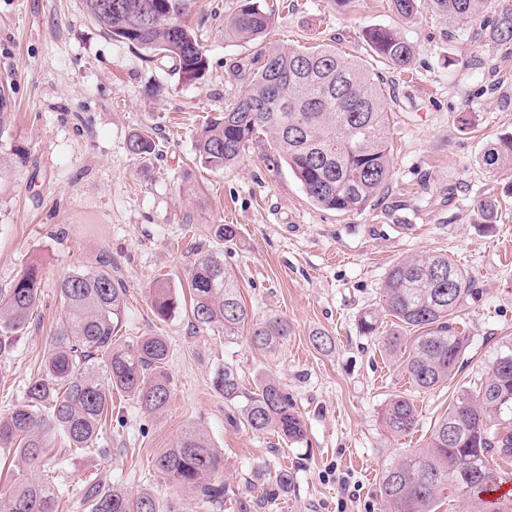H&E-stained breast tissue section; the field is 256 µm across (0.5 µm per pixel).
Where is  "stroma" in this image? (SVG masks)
I'll use <instances>...</instances> for the list:
<instances>
[{
    "mask_svg": "<svg viewBox=\"0 0 512 512\" xmlns=\"http://www.w3.org/2000/svg\"><path fill=\"white\" fill-rule=\"evenodd\" d=\"M239 0H193L187 23L208 58L200 78L183 81L169 64L112 39L79 0H0V91L9 121L0 133V288L31 265L40 302L28 329L0 355V416L22 401L63 314L61 277L108 267L126 296L121 334L165 337L164 370L173 390L165 411L144 413L113 394L96 451L70 452L58 437L27 476L58 477V512H89L83 494L101 481L129 498L151 493L161 512H209L188 490L157 477L153 461L185 427L202 429L224 455L229 497L250 484L293 472L294 484L261 512H381L382 469L425 447L457 391L478 376L493 344L512 337V170L491 175L476 158L487 142L512 133V51L454 31L423 12L404 22L389 0H285L264 36L243 42L224 32ZM400 30L416 53L409 71L379 62L366 29ZM334 45L381 74L390 90L389 147L394 173L374 206L337 213L314 206L266 141L249 145L219 171L196 159L206 119L234 103L251 62L271 47ZM149 136L151 153L128 140ZM506 203L502 222L485 228L482 201ZM237 234L224 241L220 225ZM215 253L257 320L285 317L291 333L275 352L225 341L199 326L188 306L158 320L148 297L157 276L185 284L195 252ZM442 254L476 279L459 327L469 338L460 371L439 389L419 392L396 359L362 335L358 319L379 306L397 261ZM318 331L333 352L316 351ZM237 369L245 392L265 375L288 390L306 424L302 443L233 424L237 408L215 392L218 366ZM412 396L419 424L387 435L380 412L391 395ZM108 456H101V449Z\"/></svg>",
    "mask_w": 512,
    "mask_h": 512,
    "instance_id": "obj_1",
    "label": "stroma"
}]
</instances>
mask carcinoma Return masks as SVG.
Returning a JSON list of instances; mask_svg holds the SVG:
<instances>
[{
  "label": "carcinoma",
  "mask_w": 512,
  "mask_h": 512,
  "mask_svg": "<svg viewBox=\"0 0 512 512\" xmlns=\"http://www.w3.org/2000/svg\"><path fill=\"white\" fill-rule=\"evenodd\" d=\"M80 0L92 20L110 37L146 50L155 61L169 62L185 80L198 78L207 57L197 35L184 21L190 0ZM397 15L409 21L426 8L448 17V23L489 35L499 45L512 44V0H391ZM169 16L166 23L144 29L146 10ZM273 8L265 0H240L235 14L224 21L232 37L251 42L268 29ZM367 45L390 67H410L414 45L400 31L373 28ZM386 87L383 79L361 63L345 60L326 46L270 49L260 53L247 89L231 106L201 128L195 149L201 165L219 170L233 165L253 141L267 138L279 162L301 184L316 206L338 213L359 211L379 199L392 179ZM153 149L150 138L135 134L129 151L142 155ZM477 163L488 173L512 168V134L488 143ZM483 224L499 215L496 201L479 205ZM186 284L192 316L200 325L234 340L248 328L247 342L255 349L276 350L290 334L279 315L253 320L239 297L224 263L200 255L188 267ZM472 276L443 255L429 252L394 263L381 287V311L359 320L365 336L378 339L383 351L402 361L411 384L422 391L438 388L454 377L463 363L467 337L457 328L465 298L473 294ZM64 316L48 342L43 370L26 387L23 401L0 416V452L13 455L17 466L33 468L57 431L69 448L91 450L100 440L112 391L125 393L140 409L159 414L171 396V381L163 367L169 346L163 336H119L125 316V289L101 269L74 271L58 283ZM155 315L166 320L180 306L175 288L164 279L149 288ZM40 301L39 277L31 267L7 288H0V353L30 324ZM394 319V330L383 317ZM412 335H403L404 331ZM512 338L499 339L482 373L456 394L436 421L427 446L405 454L382 469L381 498L386 512H435L444 491L467 495L470 512H512V499H485L498 485L495 459L512 461ZM214 390L227 402L244 400L239 420L257 433L274 432L291 444L306 437L303 418L292 398L274 378L259 381L246 394L230 364L218 369ZM382 426L393 437L415 430L418 409L413 398L393 395L383 406ZM154 470L163 480L186 486L215 512L224 507L221 479L224 456L212 448L199 428L190 426L174 444L158 454ZM293 474L279 472L273 483L251 487L236 503L237 512H257L288 490ZM60 487L54 477L38 481L18 473L9 495L0 497V512H57ZM85 498L91 512H159L149 493L130 500L124 493L97 482Z\"/></svg>",
  "instance_id": "cac0c4a2"
}]
</instances>
